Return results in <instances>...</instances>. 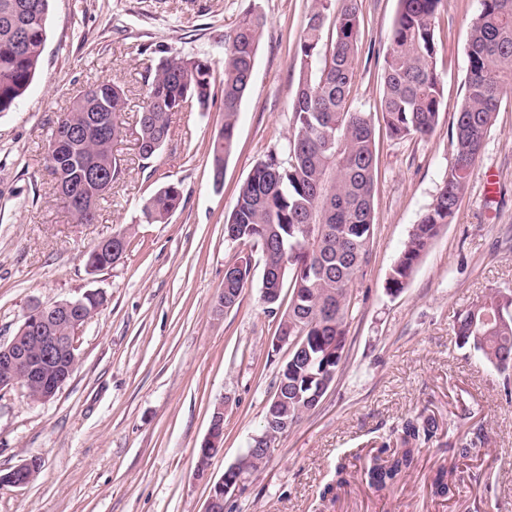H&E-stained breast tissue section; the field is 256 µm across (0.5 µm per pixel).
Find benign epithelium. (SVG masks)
<instances>
[{
    "label": "benign epithelium",
    "instance_id": "benign-epithelium-1",
    "mask_svg": "<svg viewBox=\"0 0 512 512\" xmlns=\"http://www.w3.org/2000/svg\"><path fill=\"white\" fill-rule=\"evenodd\" d=\"M101 137L112 135V114L98 116L93 126H76L66 130L72 140H83L90 132ZM84 299L57 302L51 306H37L27 314L21 330L12 340L0 343V390L22 385L32 387L39 384L38 401L46 403L53 399L73 373L77 364L76 350L80 329L94 315L86 312ZM224 405L216 408L202 446L213 454L223 450ZM244 465L236 461L224 471V476L212 485L203 512H224V501L230 491L238 490L245 477ZM35 470L28 463L0 477V483L23 486L30 482Z\"/></svg>",
    "mask_w": 512,
    "mask_h": 512
}]
</instances>
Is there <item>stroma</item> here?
I'll return each instance as SVG.
<instances>
[{
	"instance_id": "1",
	"label": "stroma",
	"mask_w": 512,
	"mask_h": 512,
	"mask_svg": "<svg viewBox=\"0 0 512 512\" xmlns=\"http://www.w3.org/2000/svg\"><path fill=\"white\" fill-rule=\"evenodd\" d=\"M310 0H51L40 67L26 94L0 114V343L31 307L92 291L104 302L78 338L79 360L55 398L0 391V475L31 460L23 486L0 485V512H202L210 487L263 424L287 348H275L263 304V259L253 252L238 304L218 303L224 268L238 248L224 238L240 186L270 151L286 149L298 81L293 45ZM361 39L351 110L379 109L381 69L398 0H359ZM480 0H442L439 124L426 139L379 130L370 258L337 376L322 402L281 436L269 464L228 494L226 512H512V397L480 356L459 348L458 315L492 289L512 291V93L504 97L455 218L443 227L406 288L387 277L453 161L451 127L465 95L467 32ZM264 26L255 73L239 115L235 148L215 187L209 148L224 121L220 101L179 112L159 154L143 159L136 121L160 51L224 58V37L246 12ZM110 80L127 94L124 130L112 152L124 170L99 204L96 223H73L46 168L58 118L89 85ZM183 190L168 223L145 224L143 202L162 184ZM130 245L92 273L89 250L117 232ZM224 404V445L205 477L197 450L215 405ZM471 417L460 420L461 406ZM438 424L439 444L415 468L376 491L359 479L363 459L394 441L407 417ZM484 440L467 461L495 479L493 491L465 481L451 499L430 484L443 442ZM350 479L324 500L336 469Z\"/></svg>"
}]
</instances>
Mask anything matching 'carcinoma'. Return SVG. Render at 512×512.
I'll return each mask as SVG.
<instances>
[{
	"mask_svg": "<svg viewBox=\"0 0 512 512\" xmlns=\"http://www.w3.org/2000/svg\"><path fill=\"white\" fill-rule=\"evenodd\" d=\"M49 2L0 0L1 114L16 105L38 71ZM441 2L399 0L382 64L380 99L382 119L394 138L428 137L438 126L443 82L437 71L435 15ZM263 26L261 17L246 14L224 36L220 67L205 55L167 51L158 58L137 121L142 158L155 157L165 145L175 113L207 111L218 86L224 123L210 144L211 174L224 168L252 85ZM360 35L358 0H311L294 50L299 76L288 146L285 153L273 151L253 167L224 222V235L262 251L261 299L278 317L277 330L305 342L304 353L290 355L280 369L274 391L278 401H268L265 409L274 412L277 425L272 432L280 436L319 405L314 395L324 396L320 378L339 370L354 308L352 286L369 257L377 172L375 114L347 107ZM467 41L466 94L452 127L454 161L394 263L387 281L393 293L405 287L440 228L452 223L504 96L512 89V0H481ZM98 99L108 102L114 115L125 112L127 96L119 85L107 80L90 85L58 119L46 152L54 179L72 186L77 196L94 198L91 207L65 200L75 224L95 223L100 200L109 192L86 183L85 170L106 164L114 183L123 175L112 155V140L123 132L120 126L112 127L110 140L92 136L55 147L62 130L95 113ZM182 200L180 184L159 187L143 203L140 222L167 223ZM125 252L96 245L87 255V266L94 272L110 268ZM250 273L247 263L224 276L221 295L230 306L237 303ZM270 288L288 289L287 307H282V295L269 296ZM455 334L460 346L480 353L503 375L504 390L511 393L512 295L492 289L477 298L457 318ZM437 430L430 416L406 418L396 446L376 449L361 476L378 491L397 484ZM481 439L476 430L453 449L450 463L437 468L433 496L454 495L464 461Z\"/></svg>",
	"mask_w": 512,
	"mask_h": 512,
	"instance_id": "cac0c4a2",
	"label": "carcinoma"
}]
</instances>
